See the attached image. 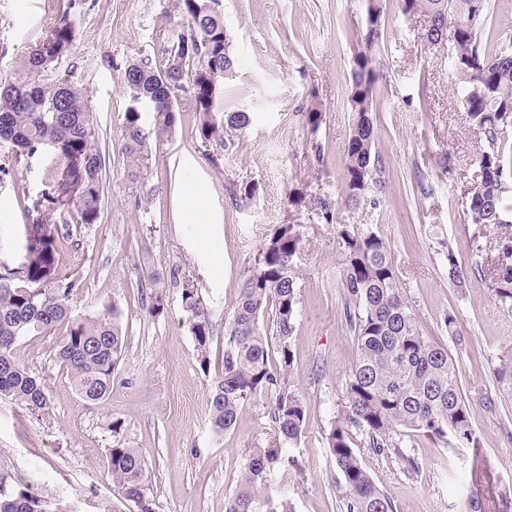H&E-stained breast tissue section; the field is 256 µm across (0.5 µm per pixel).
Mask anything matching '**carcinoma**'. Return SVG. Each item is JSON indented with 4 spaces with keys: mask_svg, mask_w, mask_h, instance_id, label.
I'll return each mask as SVG.
<instances>
[{
    "mask_svg": "<svg viewBox=\"0 0 512 512\" xmlns=\"http://www.w3.org/2000/svg\"><path fill=\"white\" fill-rule=\"evenodd\" d=\"M88 0H53L55 22L30 45L18 68L0 72V148L18 160L49 151L63 161L41 195L22 194L23 209L32 221L26 262L0 275V396L32 412L49 410L44 386L15 361L20 339L32 333L63 331L57 357L70 376L75 394L90 405L106 400L112 377L126 355V331L117 305L99 316L72 312L70 297L81 287L75 278L56 276L72 255V226L101 223L105 158L101 130L92 112L90 92L74 81H60L55 66L73 55L75 18ZM403 15L433 20L429 44L448 47L461 112L483 141L473 159L476 180L463 205L470 223L487 231L504 227L505 148L512 132V53L495 52L481 40L488 0H399ZM175 9L186 33L164 43L156 58L133 57L121 71L129 98L122 124L123 150L147 159L149 134L142 124L141 105L154 114L155 127L173 125V99L188 95L199 117L201 143L214 167L234 145L237 133L250 124L248 113L224 112L216 102L224 81L233 76L231 36L224 26L219 0H177ZM384 27L382 3L368 0L365 26L352 57L349 103L351 133L345 148L341 194L294 192L290 205L304 209L323 224H332L340 206L357 209L372 188L383 182V163L376 150L377 116L373 99L384 76L376 66ZM228 194L238 202L253 199L254 185L231 182ZM61 225L62 231L51 226ZM338 235L345 250L341 286L344 320L355 346V359L342 384L335 420L325 444L343 489L345 512H393L366 467L361 449L397 459L413 476L422 463L405 452L410 441L424 436L450 448H478L480 438L470 423L455 360L448 348L424 334L404 302L390 244L363 224H341ZM302 238L295 224H280L265 242L258 262L244 279L233 312L225 321L223 371L210 395V422L216 435L233 429L244 402L269 398L273 434L265 445L250 448L224 512H293L273 486L294 460L285 445H296L304 432L306 407L293 388L294 355L290 339L298 304V266ZM448 280L460 287L466 273L449 252ZM471 271L487 277L498 301L512 306V235L500 234L497 257L490 267L477 261ZM150 292L147 313L165 306L166 290L159 278L146 274ZM181 305L190 324L200 365L210 362L213 326L198 289L183 283ZM271 316L273 333L264 327ZM277 346L278 358L272 357ZM498 394L483 398L490 412L502 399H512V355L494 369ZM112 482L118 495L136 512H154L147 495V463L137 448L116 444L109 449ZM0 512H67L52 498L26 488L4 489L0 478Z\"/></svg>",
    "mask_w": 512,
    "mask_h": 512,
    "instance_id": "cac0c4a2",
    "label": "carcinoma"
}]
</instances>
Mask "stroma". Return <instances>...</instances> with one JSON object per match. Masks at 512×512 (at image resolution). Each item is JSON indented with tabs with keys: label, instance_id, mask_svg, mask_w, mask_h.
I'll return each mask as SVG.
<instances>
[{
	"label": "stroma",
	"instance_id": "1",
	"mask_svg": "<svg viewBox=\"0 0 512 512\" xmlns=\"http://www.w3.org/2000/svg\"><path fill=\"white\" fill-rule=\"evenodd\" d=\"M91 3L78 19L74 53L57 65L55 76L91 92L106 161L104 213L101 223L74 233L75 255L59 271L81 281L71 296L73 313L99 315L114 304L122 309L127 352L106 401L89 405L74 393L56 358L60 333L23 337L16 358L39 377L51 407L38 416L0 398V475L52 496L69 512H136L113 490L108 450L120 442L140 449L147 461L154 512H224L246 450L272 434L262 396L243 404L224 437L211 431L209 394L221 370L224 322L266 239L288 222L302 238L291 349L306 426L290 450L294 468L274 481L295 512H344L336 467L323 443L354 357L342 314L341 224L368 225L390 244L403 299L426 335L455 359L481 440L474 452L415 437L411 453L422 464L415 476L395 460L365 453L393 512H468V499L486 494L484 485H461L476 454L493 481L512 486V401L496 414L482 405L496 388L500 358L512 353V311L477 275H468L463 286L450 284L444 265L451 253L472 266L479 244L488 255L496 253L495 234L470 224L462 204L480 141L458 106L448 52L429 46L423 18L405 17L398 0H382L377 61L387 87L373 110L386 183L368 192L358 209H339L332 225L308 220L289 206L288 196L302 189L331 196L339 191L351 131V59L367 0H220L235 75L217 106L248 112L250 124L217 168L204 154L198 114L184 95L171 130H155L152 113H144L151 131L145 167L123 151L128 99L110 62L160 55L159 33L182 30L172 0ZM489 3L483 37L494 49L512 52V0ZM53 23L51 0H0V68L17 65ZM313 99L323 112L314 133L303 116ZM318 144L325 155L320 165L312 153ZM445 152L453 161L448 175L439 165ZM56 163L41 153L0 174V270L27 256L28 220L19 195L37 196ZM421 180L431 196L420 194ZM233 181L257 184L256 196L234 202L226 190ZM149 271L166 289L167 305L157 316L142 305L139 283ZM186 281L198 288L215 326L205 369L181 306ZM448 314L462 342L449 335Z\"/></svg>",
	"mask_w": 512,
	"mask_h": 512
}]
</instances>
